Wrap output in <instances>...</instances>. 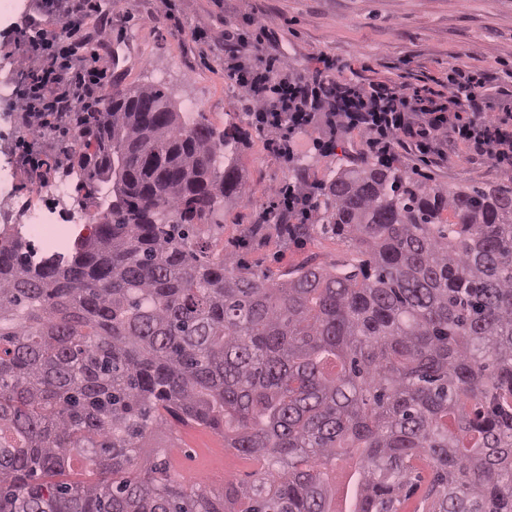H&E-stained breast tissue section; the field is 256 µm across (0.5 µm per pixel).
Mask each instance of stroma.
<instances>
[{"instance_id":"obj_1","label":"stroma","mask_w":512,"mask_h":512,"mask_svg":"<svg viewBox=\"0 0 512 512\" xmlns=\"http://www.w3.org/2000/svg\"><path fill=\"white\" fill-rule=\"evenodd\" d=\"M187 29L169 32L158 19L157 0H104L112 15V45L123 55L112 69L118 88L164 82L174 104L196 99L207 122L218 131L236 128L239 143L233 161L240 170L243 194L224 202V226L202 225L197 240L210 258L235 256L242 267L277 277L301 266L332 268L356 263L360 255L345 238L324 229L315 216L306 233L282 236L258 214L272 190L294 180L296 172L328 183L338 169L354 168L367 153L358 133L339 137L332 150H322V133L310 131L292 164L267 149L266 134L252 125L242 92L224 78L221 61L206 43L191 39V29L209 34L221 29V18L250 11L283 37L290 65H314L326 53L353 67L370 63L373 75L399 81L402 60L415 70L446 77L450 68L512 71V0H171ZM31 0H10L0 11V83L14 84L13 52L20 41L13 24ZM397 166L425 176L443 187L470 184L512 185V170L467 159L461 145L448 147V161L427 167L408 156ZM164 454L175 482L199 486L209 495L224 493L225 478L256 484L251 461L227 455L224 436L212 429L171 421L153 427L142 442L133 470L148 467Z\"/></svg>"}]
</instances>
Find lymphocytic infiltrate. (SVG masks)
Returning <instances> with one entry per match:
<instances>
[{
  "label": "lymphocytic infiltrate",
  "instance_id": "obj_1",
  "mask_svg": "<svg viewBox=\"0 0 512 512\" xmlns=\"http://www.w3.org/2000/svg\"><path fill=\"white\" fill-rule=\"evenodd\" d=\"M20 32L27 41L15 59L9 115L19 134L17 172L39 189L68 168V133L94 117L112 85V23L100 0H36ZM219 40L224 76L245 91L252 123L268 134L267 147L278 158L294 161L301 134L318 128L334 139L358 132L385 164L403 152L437 166L457 143L470 159L512 168V79L455 67L444 80L342 79L325 53L300 70L289 65L275 29L251 12L225 21ZM320 191L305 177L279 186L260 223L282 229L310 223Z\"/></svg>",
  "mask_w": 512,
  "mask_h": 512
}]
</instances>
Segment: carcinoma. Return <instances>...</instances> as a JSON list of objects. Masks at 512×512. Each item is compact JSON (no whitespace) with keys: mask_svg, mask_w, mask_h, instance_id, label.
I'll list each match as a JSON object with an SVG mask.
<instances>
[{"mask_svg":"<svg viewBox=\"0 0 512 512\" xmlns=\"http://www.w3.org/2000/svg\"><path fill=\"white\" fill-rule=\"evenodd\" d=\"M74 128L89 235L41 255L0 229V512H512V186L445 189L367 160L323 186L365 260L274 280L196 248L242 193L233 130L185 119L161 83L106 91ZM277 473L188 492L127 475L165 415ZM91 458L93 481L60 479Z\"/></svg>","mask_w":512,"mask_h":512,"instance_id":"1","label":"carcinoma"}]
</instances>
